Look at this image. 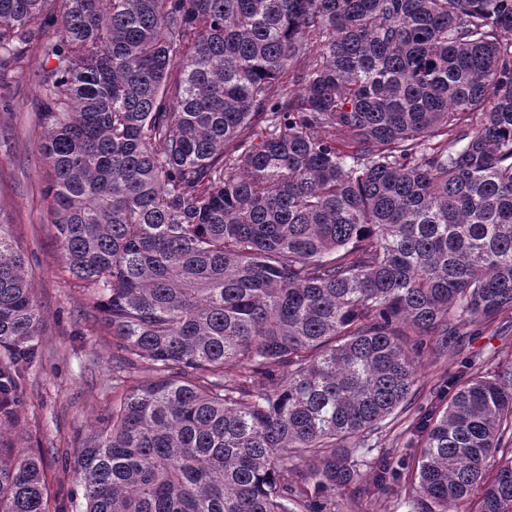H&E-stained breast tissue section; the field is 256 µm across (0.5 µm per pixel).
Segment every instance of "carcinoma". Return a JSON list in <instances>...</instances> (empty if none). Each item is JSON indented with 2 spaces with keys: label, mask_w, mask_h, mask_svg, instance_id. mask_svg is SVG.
I'll use <instances>...</instances> for the list:
<instances>
[{
  "label": "carcinoma",
  "mask_w": 512,
  "mask_h": 512,
  "mask_svg": "<svg viewBox=\"0 0 512 512\" xmlns=\"http://www.w3.org/2000/svg\"><path fill=\"white\" fill-rule=\"evenodd\" d=\"M48 2L0 0V57L55 60L42 194L123 389L81 512H336L392 479L512 512V363L442 374L418 455L360 471L411 351L512 315V0ZM40 332L0 221V417ZM0 512H49L42 456L0 447Z\"/></svg>",
  "instance_id": "1"
}]
</instances>
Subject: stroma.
<instances>
[{
    "label": "stroma",
    "mask_w": 512,
    "mask_h": 512,
    "mask_svg": "<svg viewBox=\"0 0 512 512\" xmlns=\"http://www.w3.org/2000/svg\"><path fill=\"white\" fill-rule=\"evenodd\" d=\"M49 65L41 53L29 51L0 70V213L8 218L13 245L26 261L42 315L40 353L17 389L15 422L0 443L41 454L50 503L55 506L80 499L81 442L111 413L120 396L112 391V338L65 270L62 246L41 194L48 168L38 149V88L33 78ZM468 358L495 364L512 359V317L506 324L467 332L440 366L453 375ZM412 359L416 397L376 436L380 448L395 449L400 457L417 453L420 439L412 421L427 404L436 381L429 353H413ZM336 500L352 512H407L394 484L357 501L345 488Z\"/></svg>",
    "instance_id": "stroma-1"
}]
</instances>
